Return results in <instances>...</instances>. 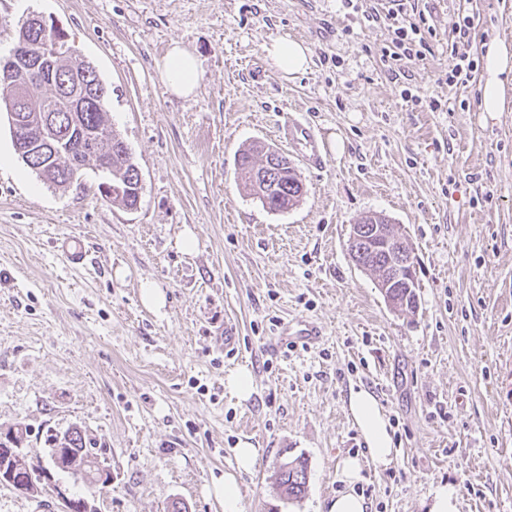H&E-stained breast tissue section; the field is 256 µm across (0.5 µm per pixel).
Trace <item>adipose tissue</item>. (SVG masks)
I'll return each instance as SVG.
<instances>
[{
  "label": "adipose tissue",
  "instance_id": "obj_1",
  "mask_svg": "<svg viewBox=\"0 0 512 512\" xmlns=\"http://www.w3.org/2000/svg\"><path fill=\"white\" fill-rule=\"evenodd\" d=\"M264 51L275 68L291 77L305 72L311 62L308 46L288 36L270 39ZM162 71L168 90L178 96L191 95L199 82L196 58L179 44H172L166 53ZM512 83V45L490 40L483 48V74L480 80L481 109L488 113L504 111L507 86ZM348 410L359 427L373 464L389 467L396 456L386 418L378 398L365 388L350 389ZM362 463L358 458L341 459L337 477L344 490L328 506V512H368L369 505L354 486L361 479Z\"/></svg>",
  "mask_w": 512,
  "mask_h": 512
}]
</instances>
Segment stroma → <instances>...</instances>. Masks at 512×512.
I'll return each instance as SVG.
<instances>
[{
	"label": "stroma",
	"instance_id": "obj_1",
	"mask_svg": "<svg viewBox=\"0 0 512 512\" xmlns=\"http://www.w3.org/2000/svg\"><path fill=\"white\" fill-rule=\"evenodd\" d=\"M377 0H0V56L32 14L53 19L77 59L109 87L115 128L141 171L136 209L101 199L87 173L50 189L18 158L0 113V428L28 427L31 465L48 462V432L79 425L102 450L112 483L98 512H224V475L248 441L259 455L236 472L240 512H325L347 456L367 446L347 413L350 388L380 401L397 450L365 468L370 512H425L442 485L458 512H512V88L505 111L480 109L478 79L448 85L453 54L477 58L512 42V0H404L431 15L420 60L390 73ZM470 16V41L452 24ZM291 34L312 52L303 74L266 58ZM199 60L191 98L169 93L159 63L171 43ZM300 112L324 141L325 169L284 152L306 186L271 213L246 195L236 152L279 145ZM386 216L412 243L415 313L394 310L348 253L352 224ZM195 237L183 250L184 232ZM64 234L87 263L57 252ZM154 284L165 304L141 303ZM310 319L322 341L275 346L280 322ZM240 336L226 357L225 322ZM254 376L239 402L224 377ZM308 461L305 497L281 496L274 473Z\"/></svg>",
	"mask_w": 512,
	"mask_h": 512
}]
</instances>
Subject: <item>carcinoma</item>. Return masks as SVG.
<instances>
[{"mask_svg":"<svg viewBox=\"0 0 512 512\" xmlns=\"http://www.w3.org/2000/svg\"><path fill=\"white\" fill-rule=\"evenodd\" d=\"M63 38L65 35L54 28L53 22L34 15L18 28L14 45L23 54H35L45 43ZM11 63V55L0 58V89L3 90L0 97L21 101L24 131L11 132L13 146L21 161L25 163L26 155L35 154L42 164V170L36 171V175L59 190L66 189L87 170L100 173L104 176V181L98 184L102 199L127 209L136 208L142 190L137 179L139 167L120 134L112 127L108 110L110 92L95 66L86 61L75 64L67 54L54 61L53 83L30 87L17 85L5 77V67ZM75 69L85 73L82 92L71 86L69 80V73ZM71 113L89 132L101 131L100 139L91 144L89 139L72 132L68 118ZM42 115H53L58 123L41 129L34 118ZM60 140L65 141L63 153L47 148V142ZM235 171L245 190L271 212L292 208L304 194V185L296 168L265 159L264 148L256 142L235 155ZM374 245L369 232L360 234L358 247L370 272L379 268L384 257ZM46 442L55 473L77 475L89 487H106L110 472L103 470L100 463H95V469L89 472L77 469L84 459L95 457V453L87 448L80 426L73 425L58 435L50 434ZM275 484L286 499H301L308 488L307 459L296 456L285 460L275 473Z\"/></svg>","mask_w":512,"mask_h":512,"instance_id":"cac0c4a2","label":"carcinoma"}]
</instances>
